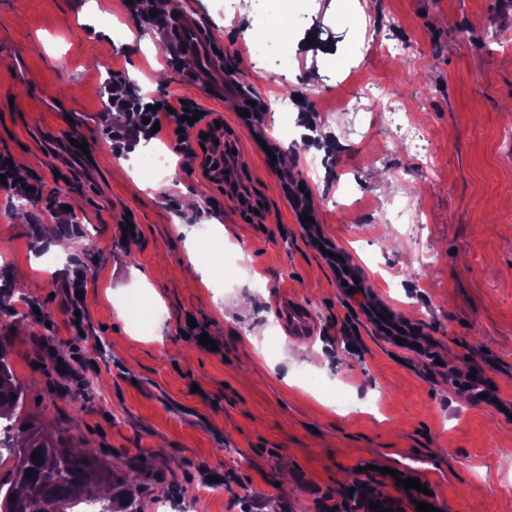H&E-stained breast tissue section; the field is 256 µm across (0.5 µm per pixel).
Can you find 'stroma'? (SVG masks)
<instances>
[{
    "label": "stroma",
    "instance_id": "stroma-1",
    "mask_svg": "<svg viewBox=\"0 0 512 512\" xmlns=\"http://www.w3.org/2000/svg\"><path fill=\"white\" fill-rule=\"evenodd\" d=\"M222 46L214 61L232 83L208 91L190 77L201 62L167 65L152 26L125 0H0V151L59 189L64 208L19 218L0 190V329L27 390L24 418L110 460L115 493L140 512H287L333 504L352 481L397 490L368 467L432 468L444 512H512V0H251L224 17L226 0H174ZM391 83L427 140L430 157L395 136L369 97L368 76ZM129 83L212 112L234 143L238 178L255 216L204 176L209 153L190 131L186 156L168 131L114 154L102 119L106 87ZM265 97L262 126L236 114ZM349 101L336 108L337 98ZM295 130L291 167H267L255 148ZM72 134L89 157L54 154ZM169 152L162 178L140 167L145 149ZM327 159L319 177L312 156ZM305 187L295 202L287 187ZM345 196L344 208L328 196ZM315 215L323 238L359 274L362 297L429 338L422 357L359 318V352L346 347L349 301L336 269L298 219ZM131 220L136 232L118 240ZM224 241L200 248L202 230ZM82 241L61 263L34 270L49 245ZM247 268L215 287L224 253ZM86 277L82 333L65 290ZM156 313L133 321L134 296ZM304 304L317 328L290 338L278 305ZM203 325L212 346L186 335ZM256 336V344L246 334ZM73 369V380L61 374ZM486 371L498 404L476 401L457 378ZM354 404L336 408L334 391ZM224 478L223 495L212 477Z\"/></svg>",
    "mask_w": 512,
    "mask_h": 512
}]
</instances>
